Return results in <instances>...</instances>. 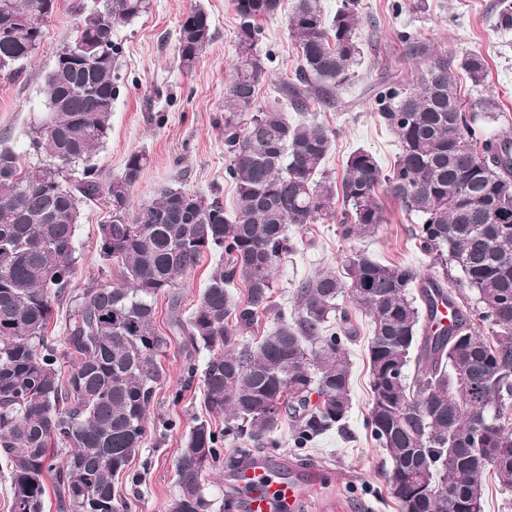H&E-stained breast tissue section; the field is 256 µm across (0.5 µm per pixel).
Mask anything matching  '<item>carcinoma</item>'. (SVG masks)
Returning <instances> with one entry per match:
<instances>
[{"instance_id":"obj_1","label":"carcinoma","mask_w":512,"mask_h":512,"mask_svg":"<svg viewBox=\"0 0 512 512\" xmlns=\"http://www.w3.org/2000/svg\"><path fill=\"white\" fill-rule=\"evenodd\" d=\"M233 4L239 54L224 89V176L236 186L235 211L175 183L131 214L130 190L148 162L142 150L127 156L120 177L100 181L93 159L118 94L112 28L146 14L150 0H75V35L56 55L46 114L29 130L39 166L23 168L0 145V459L10 469V512H44L48 477L59 488L60 512H129L114 478L145 435L159 379L166 339L154 300L206 253L215 268L188 318L174 310L169 327L209 352L200 372L204 406L224 427L198 418L186 433L171 512H212L207 470L280 447L275 432L285 414L299 449L343 428L347 346L356 336L338 303L344 296L371 319L368 428L389 458L386 484L400 512H483L485 472L512 492V139L487 133L500 117L496 99L462 98L455 73L482 86L487 61L479 52L434 54L415 87H376V110L400 153L384 171L372 153L355 150L338 183L324 169L333 132L257 106L272 61L258 52L261 21L286 12L301 64L279 93L306 112L313 102L331 105L355 75L360 0H340L332 16L320 0ZM55 6L0 0L1 72L24 70ZM211 39L208 14L188 13L181 65L192 67ZM380 189L418 217L414 238L441 276L355 250L345 257L348 280L315 275L298 284L293 310L274 305V271L298 244L288 226L337 217L342 238L365 235L385 221ZM93 201L112 216L99 227V251L122 263L121 280L88 284L59 345L48 336L52 302L71 283L82 207ZM238 283L246 288L242 302L231 292ZM437 298L457 306L448 327L426 313ZM265 315L274 326L248 345L244 332ZM226 444L234 448L227 456ZM57 446L67 450L61 466ZM421 471L428 481L415 489L410 480Z\"/></svg>"}]
</instances>
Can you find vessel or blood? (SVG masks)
I'll list each match as a JSON object with an SVG mask.
<instances>
[{
  "instance_id": "obj_1",
  "label": "vessel or blood",
  "mask_w": 512,
  "mask_h": 512,
  "mask_svg": "<svg viewBox=\"0 0 512 512\" xmlns=\"http://www.w3.org/2000/svg\"><path fill=\"white\" fill-rule=\"evenodd\" d=\"M325 474L314 471L305 478L287 481L279 466L271 460H260L239 472H228L226 481L249 487L246 497L248 512H297L309 492L321 484Z\"/></svg>"
}]
</instances>
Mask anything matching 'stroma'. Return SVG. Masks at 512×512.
<instances>
[{"instance_id": "obj_1", "label": "stroma", "mask_w": 512, "mask_h": 512, "mask_svg": "<svg viewBox=\"0 0 512 512\" xmlns=\"http://www.w3.org/2000/svg\"><path fill=\"white\" fill-rule=\"evenodd\" d=\"M71 0H57L48 17L46 36L24 73L17 78L0 72V143L10 146L22 166L37 167L28 148L27 131L44 107L47 74L57 52L71 39L77 18ZM392 0H361L362 25L359 40L362 63L356 75L339 91L333 106L312 105L305 116L289 112L290 121L305 120L333 130L332 149L326 167L332 177L342 178L344 163L356 149L371 152L382 168H390L399 152L395 135L380 120L372 88L384 80L411 86L417 69L431 53L456 56L469 51L482 53L489 64L486 86L461 82L466 99L490 96L500 105L502 118L491 124L494 135H512V31L497 27L500 0H412L410 8L393 12ZM205 10L213 38L193 68L178 58L179 27L194 9ZM238 20L232 0H151L149 11L132 22L114 27L112 40L119 47V93L112 106L109 135L94 158L102 182L119 177L129 153L143 150L149 162L130 193V209L165 186L181 183L188 192L211 198L219 195L226 211L237 206L233 185L225 180L228 157L224 151V87L237 60ZM265 48L275 61L261 83L257 104L267 107L280 101L278 87L293 79L301 63L290 37L285 15L264 20ZM409 31L414 40L405 44L396 33ZM386 220L363 237L346 240L332 220L310 225L295 255L278 266L274 302L291 304L298 283L319 271L343 275V262L353 249L368 251L384 263L412 267L420 274L433 273L430 257L418 248L412 234L415 216L389 196H382ZM107 218L103 206L84 207L77 228L78 262L65 296L52 304L51 335L66 334L77 299L90 280L112 284L119 280L117 262H108L99 252V226ZM213 257L179 278L156 300L155 325L166 338L158 362L161 377L149 410L148 427L131 458L126 473L115 480L131 512H169L178 493L176 458L182 437L195 418L206 417L201 379L186 381L184 366H203L205 349L186 346L182 337L169 333L172 303L190 314L214 267ZM351 320L358 335L348 347L351 361V410L344 431H328L307 449L296 450L290 419H283L277 436L280 448L274 456L301 467H315L329 475L309 495V512H398L384 480L386 456L366 427L371 407L367 342L370 319L352 309ZM182 390L180 402L172 391Z\"/></svg>"}]
</instances>
